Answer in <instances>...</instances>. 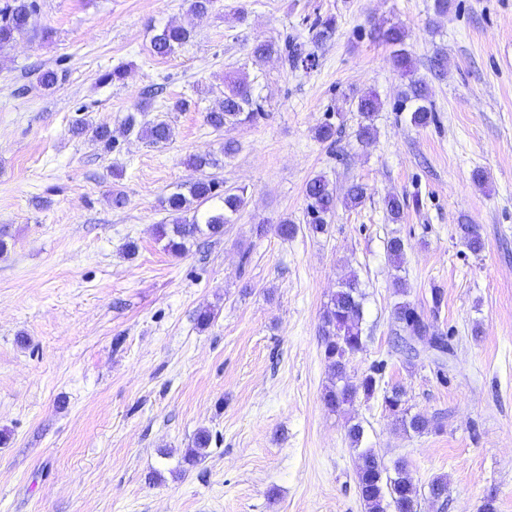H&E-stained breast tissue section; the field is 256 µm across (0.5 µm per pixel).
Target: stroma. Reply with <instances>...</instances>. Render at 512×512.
Listing matches in <instances>:
<instances>
[{
  "instance_id": "stroma-1",
  "label": "stroma",
  "mask_w": 512,
  "mask_h": 512,
  "mask_svg": "<svg viewBox=\"0 0 512 512\" xmlns=\"http://www.w3.org/2000/svg\"><path fill=\"white\" fill-rule=\"evenodd\" d=\"M38 3L51 38L0 49V512H364L352 421L385 464L407 462L418 512H479L491 492L512 512V0H451L442 15L434 0H216L201 18L189 0ZM327 15L335 33L315 43ZM171 22L193 36L157 57L151 38ZM390 26L428 85V126L411 124L409 80L372 36ZM269 39L304 44L314 64L252 59ZM117 67L123 81L101 82ZM46 70L62 76L50 89ZM233 77L262 113L213 130L205 112ZM366 92L382 108L362 142ZM181 98L189 109L172 111ZM138 105L170 120L169 143L123 134ZM79 118L109 123L117 149L73 136ZM326 122L335 143L316 137ZM228 139L239 151L213 175L246 205L223 236L173 254L156 235L171 220L161 200L198 178L190 157ZM318 175L340 194L363 183L368 197L337 205L316 235L304 188ZM391 193L407 199L396 222ZM283 220L294 237L257 235ZM460 224L479 226L480 254L460 245ZM393 236L405 243L398 269ZM350 273L366 294L367 342L349 374L379 361L384 372L379 393L345 414L323 402L320 327ZM402 300L450 336L445 358L396 350ZM395 385L438 430L396 427L382 396ZM202 429L209 454L185 464ZM438 475L442 503L428 493Z\"/></svg>"
}]
</instances>
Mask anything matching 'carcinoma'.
Here are the masks:
<instances>
[{
    "instance_id": "cac0c4a2",
    "label": "carcinoma",
    "mask_w": 512,
    "mask_h": 512,
    "mask_svg": "<svg viewBox=\"0 0 512 512\" xmlns=\"http://www.w3.org/2000/svg\"><path fill=\"white\" fill-rule=\"evenodd\" d=\"M38 13V0H0V48L35 30ZM190 37L191 32L187 28L170 23L154 34L151 41L153 54L164 58ZM378 37L388 44L400 46V49L394 51L392 64L403 75L411 73V58L401 48L404 32L389 28L378 33ZM282 52L286 54L290 51L282 49L272 40L257 41L251 47V55L257 60ZM290 53L297 61L308 62L312 59V54L305 55L300 49ZM404 99L415 104L410 117L414 125L425 126L433 120L432 110L425 105L428 99L425 81H410ZM380 108L381 102L376 94L367 92L358 97L357 110L362 118L357 133L360 141L369 140L374 135V120ZM260 112V105L253 98L249 83L243 79L233 80L224 90V98L207 110L205 121L219 131L227 124L252 122ZM122 126L124 134H134L155 145L166 144L174 136V128L167 120L158 117L146 119L142 107L127 113ZM73 132L103 145L108 151L115 147L112 128L105 124H93L81 119L73 125ZM220 187L221 183L216 178L203 174L164 199V207L172 216V222L158 225V234L167 239V248L171 252L183 253L186 244L201 235H224V225L231 223L233 216L245 206V197L241 190L222 191ZM305 196L310 215L309 229L314 233H323L327 230V218L336 212L337 203L341 202L347 207L361 205L367 197V187L355 182L340 199L324 177L316 176L307 182ZM214 200L219 201V204L204 208L205 204ZM456 234L460 243L471 253L478 254L484 250V239L477 225L459 224ZM387 254L395 269H400L404 259V243L401 238L393 236L387 240ZM363 298L360 282L356 275L351 274L341 279L323 308L322 346L329 379L323 401L332 412L348 411L361 395L366 398L374 396L384 369L383 364H375L356 382L348 372L350 358L365 347L362 329ZM393 316L409 335L428 342L438 352L448 351V336L430 332V324L415 304L409 301L396 303ZM404 396L405 391L397 386L385 391L383 396L385 406L394 415L395 424L403 432L418 436L435 429L433 420L426 414H412L404 408ZM363 433L364 429L359 423L348 428L351 446L357 451L358 492L366 512H417V489L407 464L399 460L393 467H387L373 449L360 447ZM211 442L210 432L199 430L194 437L193 448L188 450L184 461L190 464L206 457Z\"/></svg>"
}]
</instances>
